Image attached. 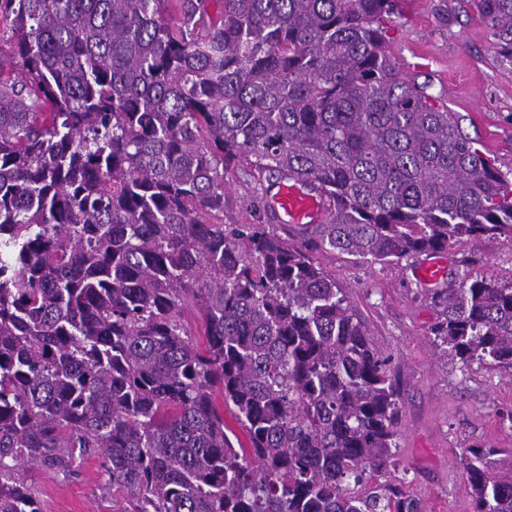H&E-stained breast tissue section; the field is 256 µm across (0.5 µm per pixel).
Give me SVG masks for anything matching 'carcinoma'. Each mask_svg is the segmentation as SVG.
<instances>
[{
  "mask_svg": "<svg viewBox=\"0 0 512 512\" xmlns=\"http://www.w3.org/2000/svg\"><path fill=\"white\" fill-rule=\"evenodd\" d=\"M399 2L0 0V512L90 455L130 512H423L391 358L309 254L224 223L252 158L326 197L317 247L512 239V184L388 51ZM474 5L512 61V0ZM442 305L435 340L512 371V283ZM499 454L458 456L474 512H512Z\"/></svg>",
  "mask_w": 512,
  "mask_h": 512,
  "instance_id": "obj_1",
  "label": "carcinoma"
}]
</instances>
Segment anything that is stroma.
Wrapping results in <instances>:
<instances>
[{"label": "stroma", "mask_w": 512, "mask_h": 512, "mask_svg": "<svg viewBox=\"0 0 512 512\" xmlns=\"http://www.w3.org/2000/svg\"><path fill=\"white\" fill-rule=\"evenodd\" d=\"M401 70L459 118L462 130L503 174H512V62L473 0H403L387 25ZM276 193L252 162L240 160L224 189V221L269 224L291 247L299 227L268 220ZM335 281L382 355L391 357L403 398L396 476L405 478L426 512H474L470 488L456 462L470 445L512 452V372L489 361L462 363L434 341L437 296L465 279L512 282V240L477 236L449 244L440 257L443 280L424 284L426 255L375 262L339 250L310 249ZM43 512H124L125 493H112L97 458L64 477L24 469Z\"/></svg>", "instance_id": "1"}]
</instances>
